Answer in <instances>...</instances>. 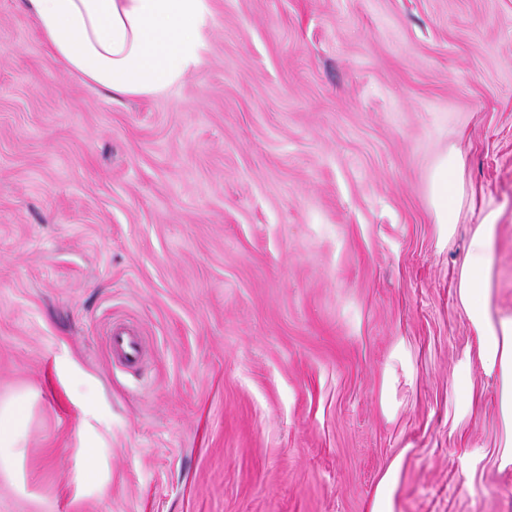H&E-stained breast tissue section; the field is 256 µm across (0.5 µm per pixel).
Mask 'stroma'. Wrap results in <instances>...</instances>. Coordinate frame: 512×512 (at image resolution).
<instances>
[{
    "mask_svg": "<svg viewBox=\"0 0 512 512\" xmlns=\"http://www.w3.org/2000/svg\"><path fill=\"white\" fill-rule=\"evenodd\" d=\"M210 2L201 67L115 102L0 0V512H370L396 461L393 512H512L497 389L453 388L491 212L512 318V0ZM458 165L455 152L443 155L431 171L429 177V195L438 224H444L448 233L456 224L454 212L448 208V193L453 186L454 173ZM108 342V353L115 362L129 365L140 362L145 356L144 337L124 324L113 327ZM28 423L26 402L16 400L0 405V462L9 459Z\"/></svg>",
    "mask_w": 512,
    "mask_h": 512,
    "instance_id": "35a3bbf8",
    "label": "stroma"
}]
</instances>
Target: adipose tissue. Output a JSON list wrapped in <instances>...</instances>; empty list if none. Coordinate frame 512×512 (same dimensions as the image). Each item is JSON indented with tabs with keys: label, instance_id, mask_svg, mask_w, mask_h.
I'll list each match as a JSON object with an SVG mask.
<instances>
[{
	"label": "adipose tissue",
	"instance_id": "1",
	"mask_svg": "<svg viewBox=\"0 0 512 512\" xmlns=\"http://www.w3.org/2000/svg\"><path fill=\"white\" fill-rule=\"evenodd\" d=\"M52 61L113 99L152 97L179 85L203 62L209 0H24ZM458 165L443 155L429 177L438 223L452 228L448 207ZM497 226L487 214L471 238L457 287L461 308L477 336V356L496 383L505 431L502 466L512 465V319L490 307ZM28 423L25 401L0 405V461L9 459Z\"/></svg>",
	"mask_w": 512,
	"mask_h": 512
}]
</instances>
